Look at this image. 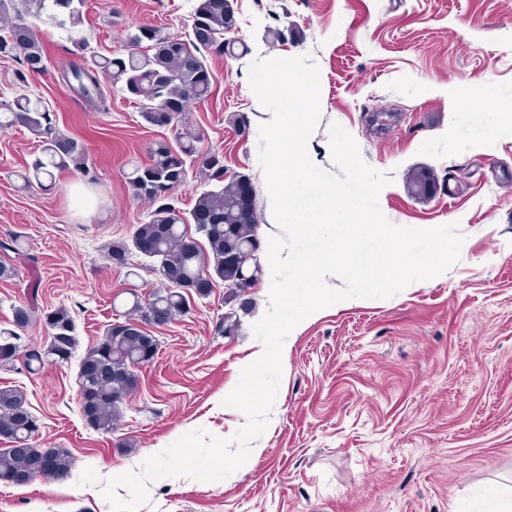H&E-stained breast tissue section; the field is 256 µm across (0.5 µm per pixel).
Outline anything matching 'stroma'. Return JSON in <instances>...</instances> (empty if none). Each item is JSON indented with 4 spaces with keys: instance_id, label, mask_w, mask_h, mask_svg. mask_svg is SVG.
I'll return each instance as SVG.
<instances>
[{
    "instance_id": "stroma-1",
    "label": "stroma",
    "mask_w": 512,
    "mask_h": 512,
    "mask_svg": "<svg viewBox=\"0 0 512 512\" xmlns=\"http://www.w3.org/2000/svg\"><path fill=\"white\" fill-rule=\"evenodd\" d=\"M200 0H86L83 24L34 25L46 55L40 73L0 55V99L41 98L57 131L82 139L95 176L58 173L47 188L26 189L20 175L39 155L26 128L0 131V240L16 235L21 253L1 252L15 274L0 279V329L15 308L66 309L76 349L63 365L29 372L25 354L45 344L37 321L16 341L0 387L24 391L38 420L35 441L69 450L75 464L58 480L0 482V512H112L86 468L101 481L130 470L183 435L202 429L228 439L247 421L224 398L263 348L252 332L269 304L263 270L240 312L238 335L218 334L224 286L189 295L185 314L152 327L154 361L109 434L91 427L77 374L104 328L121 317L129 291L158 287L149 262L125 266L109 247L130 239L152 209L126 175L147 164L158 141L178 127L146 124L133 103L104 83L107 107H90L60 76L62 64L126 53V36L159 26L188 39ZM234 36L249 52L209 60L212 91L193 103L188 127L202 150L218 153L228 174L256 188L258 236L279 228L258 162L267 116L248 68L258 58L309 56L320 70V117L307 144L313 163L335 171L329 127H344L370 167L390 182L378 204L392 224H459L460 259L443 274L386 299L353 298L296 325L282 351L279 391L260 456L227 478L151 483L138 512H496L512 499V0H234ZM284 30L276 44L266 28ZM87 41L78 50L76 39ZM248 122L239 134L232 115ZM415 168L434 171L437 193L419 201L404 184ZM87 209L78 212L74 196Z\"/></svg>"
}]
</instances>
